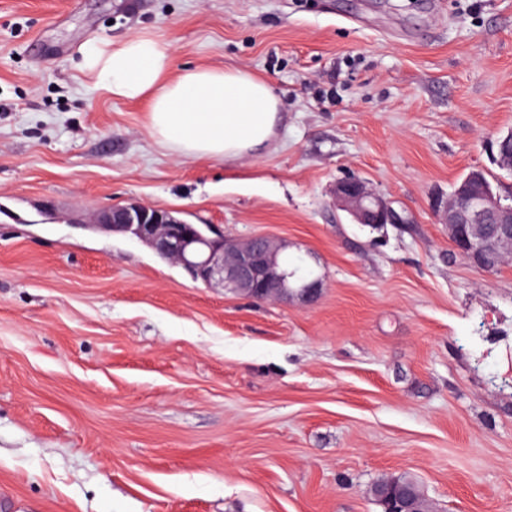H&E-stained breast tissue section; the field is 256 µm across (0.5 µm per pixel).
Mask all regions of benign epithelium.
Instances as JSON below:
<instances>
[{"instance_id":"benign-epithelium-1","label":"benign epithelium","mask_w":512,"mask_h":512,"mask_svg":"<svg viewBox=\"0 0 512 512\" xmlns=\"http://www.w3.org/2000/svg\"><path fill=\"white\" fill-rule=\"evenodd\" d=\"M472 179L463 181L447 198L437 196L433 211L438 223L448 225L450 240L475 268L491 272L512 260V197L486 191L476 192ZM336 207L357 224H406L384 197L368 188L355 175L336 182ZM91 223L114 233L131 235L151 250L183 266L206 285L219 284L261 301L292 294L304 301L313 299L321 287L317 279L306 280L279 262L285 244L267 236L238 241L200 233L195 225L176 221L170 211L131 202L99 212ZM368 494L384 512H421L422 493L415 483L395 478Z\"/></svg>"}]
</instances>
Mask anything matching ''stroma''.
I'll return each mask as SVG.
<instances>
[{"label": "stroma", "mask_w": 512, "mask_h": 512, "mask_svg": "<svg viewBox=\"0 0 512 512\" xmlns=\"http://www.w3.org/2000/svg\"><path fill=\"white\" fill-rule=\"evenodd\" d=\"M151 33L173 68L246 69L267 149L192 160L80 67ZM512 0H0V512H512V263L481 272L432 210L500 188ZM356 175L404 224L334 205ZM138 201L303 258L317 298L194 280L90 217ZM391 479L380 481L379 484L387 483ZM402 479L412 481L405 482L399 477L395 478L386 485H382L375 490L377 485L373 484L368 494L383 505L382 512H429V505L427 500L422 497V493L418 485H416L413 479L409 477H402ZM375 490V491H374ZM420 501V504H419Z\"/></svg>", "instance_id": "35a3bbf8"}]
</instances>
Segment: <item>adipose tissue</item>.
<instances>
[{
  "label": "adipose tissue",
  "instance_id": "1",
  "mask_svg": "<svg viewBox=\"0 0 512 512\" xmlns=\"http://www.w3.org/2000/svg\"><path fill=\"white\" fill-rule=\"evenodd\" d=\"M171 45L150 33L120 45L92 42L83 66L112 97L147 104L152 136L187 159L258 154L279 120L270 85L244 70L196 66L172 70Z\"/></svg>",
  "mask_w": 512,
  "mask_h": 512
}]
</instances>
